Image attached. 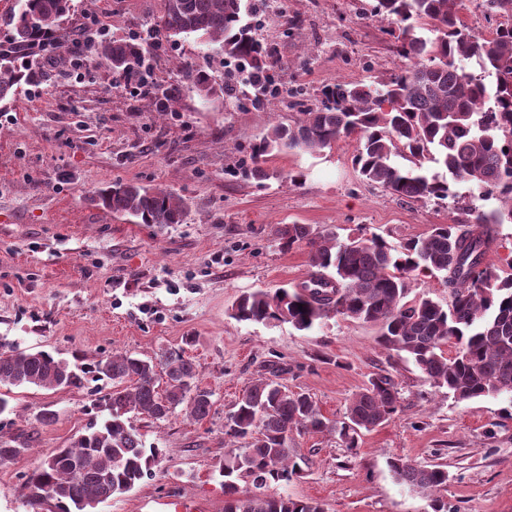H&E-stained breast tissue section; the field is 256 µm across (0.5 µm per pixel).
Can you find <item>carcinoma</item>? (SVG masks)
Instances as JSON below:
<instances>
[{"label":"carcinoma","instance_id":"cac0c4a2","mask_svg":"<svg viewBox=\"0 0 512 512\" xmlns=\"http://www.w3.org/2000/svg\"><path fill=\"white\" fill-rule=\"evenodd\" d=\"M467 0H376L373 17L395 25L397 55L409 64L387 82H336L322 91L321 104L300 112L295 126L278 123L252 147L258 164L271 152L317 153L341 138L359 141L353 165L367 182L401 199H456L453 183L467 181L498 206L463 208L466 219L437 224L400 248L379 236L341 243L336 232L307 224H278L274 233L285 250L309 248L311 273L300 288L242 295L234 317L257 323L288 322L308 330L330 315L381 326L380 343L405 355L427 379L459 400H512V275L501 277L486 256L496 247V226L512 223V0H477L476 7L508 22L493 35H476L464 22ZM72 0H16L3 18L8 47L0 51V103H13L15 87L35 83L43 73L29 66L27 51L54 34ZM249 0H166L156 32L177 43L194 38L219 50L247 74L255 95L277 91L272 52L252 34L244 15ZM148 44L127 39L101 41L94 62L139 77ZM190 88L204 97H235V89L207 72L186 73ZM403 154L410 165L394 162ZM442 165L449 178L428 173ZM114 214L136 224H181L188 204L179 194L139 183H116L98 194ZM441 273L450 306L424 298L406 301L410 281ZM456 344L450 356L445 347ZM45 351L0 343V386L59 391L79 388L86 375L112 382L99 401L108 419L75 436L28 474L24 497L32 512H97L112 497L132 490L158 462L160 449L144 446L133 415L165 421L180 412L194 420L209 416L214 392L202 385L194 361L182 351L137 357L113 354L83 364ZM394 377L377 373L350 402L341 425L326 418L313 398L271 379H259L239 398L224 424L232 446L224 455V512H326L318 500H294L269 488L301 473L307 460L289 446L296 434L339 435L358 447V432L371 430L398 412ZM38 429L0 436V464L21 460ZM390 467L413 490L433 497L434 512L445 503L448 470L395 458ZM246 486L241 487L238 481Z\"/></svg>","mask_w":512,"mask_h":512}]
</instances>
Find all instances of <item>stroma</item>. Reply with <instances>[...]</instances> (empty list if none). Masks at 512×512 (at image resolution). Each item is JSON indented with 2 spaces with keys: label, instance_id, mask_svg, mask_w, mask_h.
<instances>
[{
  "label": "stroma",
  "instance_id": "35a3bbf8",
  "mask_svg": "<svg viewBox=\"0 0 512 512\" xmlns=\"http://www.w3.org/2000/svg\"><path fill=\"white\" fill-rule=\"evenodd\" d=\"M73 4L37 58L47 81L19 86L0 118V341L67 360L181 350L216 392L200 421L132 416L145 445L160 450L154 475L99 512H175L183 501L224 512V422L256 379L309 393L339 421L382 371L398 383V412L353 450L335 434L295 436L308 464L279 493L319 500L327 512H433L430 497L391 470L402 457L447 469L450 512H512L511 399L453 398L382 348L372 323L337 315L300 331L232 316L241 294L293 288L310 272L307 247L281 249L275 225L332 229L342 241L376 234L397 246L464 218L452 200H403L363 181L353 137L316 155L274 153L251 170L261 132L294 123L326 84L381 83L399 71L396 39L371 15L375 0H265L256 35L273 53L277 103L255 104L244 82L235 100L183 92L174 112L157 111L155 95L179 80V66L220 78L223 56L191 39L160 43L148 58V91L130 93L108 67L88 65L87 18L96 15L111 37H129L149 30L165 0ZM291 170L301 173L298 184L283 181ZM118 182L171 189L187 199L189 215L181 224L128 223L97 196ZM107 389L103 381L57 392L9 388L0 436L29 428L47 408L58 419L39 429L24 459L0 465V512H29V471L103 423L95 402Z\"/></svg>",
  "mask_w": 512,
  "mask_h": 512
}]
</instances>
